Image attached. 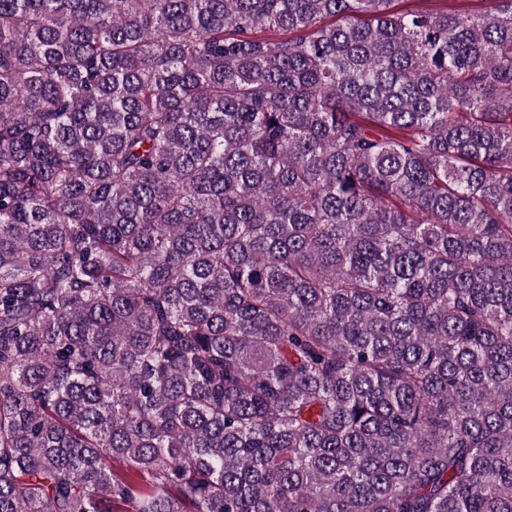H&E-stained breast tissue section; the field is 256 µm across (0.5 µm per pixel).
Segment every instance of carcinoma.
I'll return each instance as SVG.
<instances>
[{"label": "carcinoma", "instance_id": "cac0c4a2", "mask_svg": "<svg viewBox=\"0 0 512 512\" xmlns=\"http://www.w3.org/2000/svg\"><path fill=\"white\" fill-rule=\"evenodd\" d=\"M0 0V512H512V0ZM495 5L494 1H444V0H393L390 4L391 10L395 12H406L407 10H430V9H446L448 12L453 10L464 12L470 10H491Z\"/></svg>", "mask_w": 512, "mask_h": 512}]
</instances>
